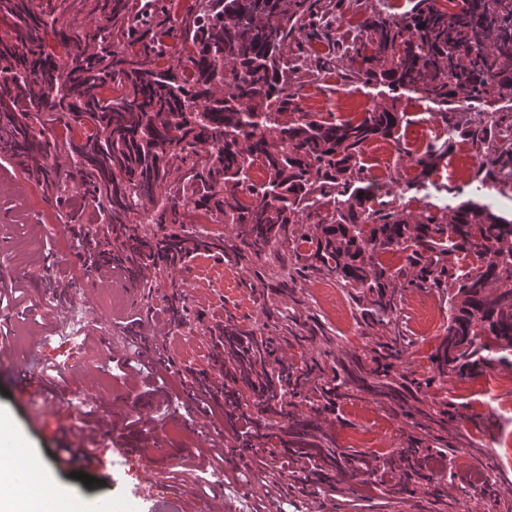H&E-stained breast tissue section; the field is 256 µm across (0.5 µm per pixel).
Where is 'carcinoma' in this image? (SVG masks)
Returning a JSON list of instances; mask_svg holds the SVG:
<instances>
[{
    "instance_id": "1",
    "label": "carcinoma",
    "mask_w": 512,
    "mask_h": 512,
    "mask_svg": "<svg viewBox=\"0 0 512 512\" xmlns=\"http://www.w3.org/2000/svg\"><path fill=\"white\" fill-rule=\"evenodd\" d=\"M135 0H0L11 34L0 38V153L27 177L54 190L58 219L71 227L88 271L120 268L144 288L171 280L169 324L184 326L186 309L176 272L200 251L222 249L240 263L274 246L294 257L302 274L336 279L363 304L364 321L391 325L397 287L445 288L448 326L423 380L391 378L406 336L393 329L361 354L326 366L311 355L294 364L281 356L280 337L262 336L232 319L211 330L210 359L224 372L215 382L189 372L188 382L224 398V416L245 448L272 439L288 420L287 446L344 477L379 469L400 473L398 489L426 479L429 456L409 438L383 460L359 455L325 459L332 438L321 432L325 411L358 392L387 398L395 414L412 416L407 394L452 369L462 376L494 363L512 367V220L469 201L450 216L413 215L369 206L360 185L359 156L371 140L391 137L401 117L376 106L357 122L303 112L288 94L285 41L315 26L308 0H195L181 22L191 42L188 65L174 64L167 10H139L144 30L129 25ZM82 19V47L67 51L71 22ZM53 34L57 47L46 42ZM359 74L368 84L420 95L441 108L469 107L512 94V0H464L453 16L438 0H416L398 22L373 13L360 25ZM143 48L132 52L130 47ZM110 87L112 97L102 90ZM295 115L284 118L285 113ZM60 121L62 135L49 134ZM80 137L73 135V126ZM63 157L65 178L53 179L49 159ZM445 156L417 160L425 179ZM263 168L266 180L251 182ZM102 218L85 223L87 203ZM204 209L235 236L162 235L140 230L141 216L163 227L183 223L182 208ZM327 208L315 224L303 219ZM402 251L396 270L381 256ZM472 261L457 275L448 255ZM305 403L298 410L295 400ZM443 402L425 421L442 429L453 418Z\"/></svg>"
}]
</instances>
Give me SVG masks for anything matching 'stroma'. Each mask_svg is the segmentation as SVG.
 <instances>
[{
    "label": "stroma",
    "instance_id": "obj_1",
    "mask_svg": "<svg viewBox=\"0 0 512 512\" xmlns=\"http://www.w3.org/2000/svg\"><path fill=\"white\" fill-rule=\"evenodd\" d=\"M318 10L327 11L328 25L318 27L314 38L292 34L283 53L296 69L288 78L301 109L326 120H358L374 106H396L402 121L394 139L380 138L368 143L359 158L366 181L376 183L378 192L371 202L374 208L405 210L419 215H442L445 208L474 200L492 205L495 212L512 219V164L502 168L495 179L483 181L480 164L490 162L494 154L473 139L471 130L496 125L501 139L512 138V99L494 100L478 110L462 111L449 106L438 113L441 123L453 130L452 145L428 179L416 181L420 169L417 158L432 149L423 140L424 100L416 94L393 95L385 86L365 85L352 57L350 47L356 35L355 22L377 9L376 0H318ZM328 51L329 67L320 70L318 51ZM405 176L403 190L391 187L393 177ZM9 188L0 192V289L17 286L22 305L34 306L36 318H18L15 310L0 308V430H7L17 447L42 460L70 444L74 427L88 426L84 396L89 390L104 394L106 406L95 416H110L111 400L126 401L129 418H136L140 403L130 381L113 378L106 370L115 352L133 360L148 355L160 362L158 368L167 394L165 422H178L188 432L187 440L164 435L166 460L157 468L169 471L173 491L193 512L214 497L209 471L200 463L210 453L205 437L223 439L228 460L224 465V502L231 512H512V455L500 447L501 439L512 435V390L502 391L494 408H487L481 383L484 378L503 374L492 365L485 371L465 377L448 373L439 385L425 390L426 405L452 403L455 419L448 426L449 438L469 436L472 445L458 449L450 464L432 463V476L410 491L392 496L393 473L358 474L349 482L334 481L331 488H300L298 478L309 475L312 464L302 455L286 453L279 443L242 448L224 421L223 409L213 416L193 410L196 391L175 386L185 370L206 372L218 378L219 372L209 360L210 331L231 318L244 327L267 336L280 335L283 323L279 310L295 312L305 322H318L323 333L312 345L314 354L332 358L363 351L382 336L384 325L364 323L350 293H343L345 317L333 315L330 306L314 292L317 277L298 281L293 295L274 290L283 273L282 248L266 252L260 258L241 263L228 261L223 251L200 252L188 258L176 281L185 298L184 328L173 330L149 350L139 329L145 318L166 321L164 299L168 281L157 280L152 289L131 283L122 272H87L70 242L68 225L59 223L51 191L27 178L16 162L0 155V182ZM264 280H257L256 271ZM66 286L71 299L72 323L56 321L48 310L55 285ZM396 322L414 343L405 352L396 370L412 378L428 371L430 355L444 337L448 325V293L441 288H403L399 291ZM430 308L435 321L423 336L415 335L413 312ZM108 329H100L101 321ZM44 336L40 349L30 339ZM98 353V372L85 368L84 346ZM35 361L37 381L26 390L16 386L13 367L18 362ZM63 364L66 376L55 385L43 386L40 377L47 365ZM56 399L61 412L42 411L44 398ZM320 424L341 451H348L349 435L364 434L367 442L359 446L362 454H390L403 446L408 437L427 441L409 419L392 414L372 396L362 395L342 408L340 415L324 414ZM113 450L100 462L89 465L74 460L57 475V485L65 499H78L86 512H96L103 503L112 512H150L155 489L151 473L138 457L139 437L126 427L113 433ZM499 465L509 480L495 490H486L477 476L489 463ZM93 477V486L77 480V473Z\"/></svg>",
    "mask_w": 512,
    "mask_h": 512
}]
</instances>
